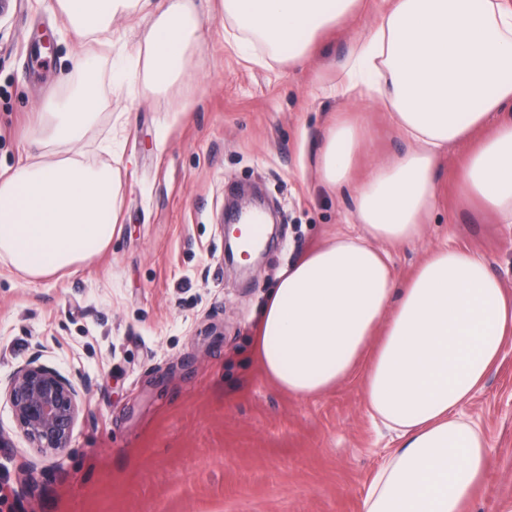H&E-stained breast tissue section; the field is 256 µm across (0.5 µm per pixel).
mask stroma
I'll list each match as a JSON object with an SVG mask.
<instances>
[{
	"label": "stroma",
	"instance_id": "obj_1",
	"mask_svg": "<svg viewBox=\"0 0 512 512\" xmlns=\"http://www.w3.org/2000/svg\"><path fill=\"white\" fill-rule=\"evenodd\" d=\"M52 3L13 0L0 18V170L26 157L47 93L92 49L100 114L67 151L118 168L120 209L109 248L74 275L30 280L0 263V383L37 353L83 395L57 456L31 448L0 400V512H362L396 443L368 416L359 376L297 398L265 375L254 336L288 264L360 232L352 189L325 186L312 166L328 126L361 128L357 181L411 147L383 104L329 93L382 0H360L319 32L302 64L258 43L237 52V27L212 0L181 77L161 93L111 80L113 56L136 51L148 21L117 18L111 42L94 43ZM468 151L444 155L423 237L388 248L397 279L448 242L482 254L512 289V224L460 198ZM250 187L281 223L242 273L224 263V206ZM465 413L490 442L468 512H502L512 502V349Z\"/></svg>",
	"mask_w": 512,
	"mask_h": 512
}]
</instances>
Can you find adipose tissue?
Masks as SVG:
<instances>
[{
  "label": "adipose tissue",
  "instance_id": "obj_1",
  "mask_svg": "<svg viewBox=\"0 0 512 512\" xmlns=\"http://www.w3.org/2000/svg\"><path fill=\"white\" fill-rule=\"evenodd\" d=\"M357 0H223L242 40L261 39L289 60L309 59L318 31ZM84 35L150 11L136 50L152 90L179 76L198 41L195 0H55ZM96 62L88 57L64 94L45 103L33 155L0 172V261L33 278L71 275L112 241L119 185L112 167L80 156L46 159L48 144L82 140L99 116ZM334 91L384 102L414 147L353 179L360 129L334 122L316 158L320 179L353 187L361 236H337L289 264L257 325L256 357L289 394L313 396L360 376L369 413L401 445L366 489L363 512H465L489 465V441L464 413L512 347V290L462 246L430 250L397 281L382 244L423 233L436 204L435 170L448 145L471 142L463 198L512 224V0H390L351 48Z\"/></svg>",
  "mask_w": 512,
  "mask_h": 512
}]
</instances>
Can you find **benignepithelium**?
Returning a JSON list of instances; mask_svg holds the SVG:
<instances>
[{
  "label": "benign epithelium",
  "instance_id": "obj_1",
  "mask_svg": "<svg viewBox=\"0 0 512 512\" xmlns=\"http://www.w3.org/2000/svg\"><path fill=\"white\" fill-rule=\"evenodd\" d=\"M4 395L31 447L50 456L68 448L81 404L80 391L68 377L36 354L11 375Z\"/></svg>",
  "mask_w": 512,
  "mask_h": 512
}]
</instances>
